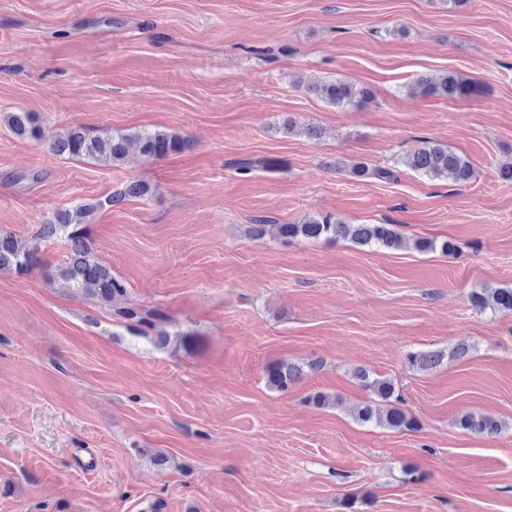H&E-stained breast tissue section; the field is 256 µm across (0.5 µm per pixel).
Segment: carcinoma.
Wrapping results in <instances>:
<instances>
[{"label":"carcinoma","instance_id":"1","mask_svg":"<svg viewBox=\"0 0 512 512\" xmlns=\"http://www.w3.org/2000/svg\"><path fill=\"white\" fill-rule=\"evenodd\" d=\"M306 89L338 108L360 105L371 99L368 89L344 80L313 82ZM409 92L423 97L437 95L452 99L476 96L481 93V89L446 73L438 79L427 76L417 78L409 86ZM0 123L19 137L42 138L41 129L30 112H1ZM184 146L185 140L177 134L146 128L133 132H106L98 136L74 128L53 136L49 144L50 150L56 154L90 158L108 166L123 163L132 147L149 159H160ZM404 162L410 169L431 179L466 184L475 178V169L469 160L449 150L447 145L434 141L421 142L404 158ZM112 202L114 197L108 196L95 203L78 204L72 209L61 210L54 215V219L41 225L40 232L32 240L0 231V270H30L38 260V241L62 235L69 244V255L58 270V279L66 287L104 301L124 296L125 284L113 277L109 268L99 260L83 230V226L91 223L99 209ZM278 231L285 240L295 237L308 240L343 239L358 246L388 250L398 249L402 245L400 234L390 224H345L329 215L311 216L301 224H281ZM415 247L421 252L439 250L444 254L452 250L450 243H439L429 238L415 240ZM472 302L481 310L512 313V288H485L472 295ZM116 315L130 322V329L141 337L147 336L146 327L152 325L155 317L153 311L135 307L119 309ZM442 359L443 354L440 352H415L408 355L410 364L421 369L433 367ZM301 377L302 369L286 362H280L267 370L268 386L281 392L287 391ZM355 377L361 386L378 397L376 402L357 408L358 421L392 430L417 428L415 419L402 408L400 397L395 395V387L390 380L375 378L364 370L357 371ZM459 424L463 429L477 434H498L503 429L502 423L473 412L463 415Z\"/></svg>","mask_w":512,"mask_h":512}]
</instances>
